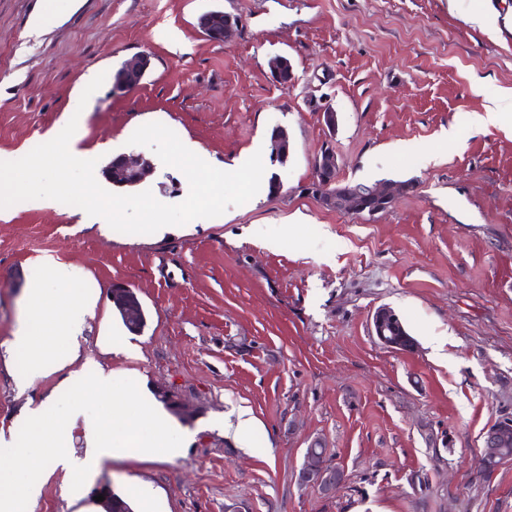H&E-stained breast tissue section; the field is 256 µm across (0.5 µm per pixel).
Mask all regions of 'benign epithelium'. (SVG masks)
<instances>
[{"label": "benign epithelium", "mask_w": 512, "mask_h": 512, "mask_svg": "<svg viewBox=\"0 0 512 512\" xmlns=\"http://www.w3.org/2000/svg\"><path fill=\"white\" fill-rule=\"evenodd\" d=\"M316 177L305 187V192L314 197L328 210L352 215L374 216L386 211L396 199L415 188L412 182L398 183L382 181L372 185L349 184L339 179V163L336 152L325 144L313 159ZM151 172V163L141 154H124L114 172L115 176L128 181L146 178ZM372 335L384 348L391 351H411L415 340L405 330L401 316L384 304L371 316ZM512 446V418H503L492 423L484 432L481 465L484 469L492 463L502 464L509 457L500 455L501 449ZM328 449L321 439L311 442L305 450L304 463L298 473L299 484L316 490L325 497L336 493L346 481L343 468L327 460Z\"/></svg>", "instance_id": "1"}]
</instances>
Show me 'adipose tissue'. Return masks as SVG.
Wrapping results in <instances>:
<instances>
[{
	"instance_id": "obj_1",
	"label": "adipose tissue",
	"mask_w": 512,
	"mask_h": 512,
	"mask_svg": "<svg viewBox=\"0 0 512 512\" xmlns=\"http://www.w3.org/2000/svg\"><path fill=\"white\" fill-rule=\"evenodd\" d=\"M85 316L82 304H73L70 314L63 319H39L37 325L22 323L14 336L16 347L28 350L29 367L15 381L18 391H26L41 376L44 361L50 347L61 337L73 335L81 326ZM128 395L134 396L141 410V417L153 427L150 437L139 441L136 451L144 457L171 459L181 452V440L173 423L160 411L155 401L142 394L138 383H131ZM44 407L25 409L21 417L29 432V444L19 454L20 466L16 471V482L12 487H0V512H24L35 504L51 475L55 472L79 473L82 479L90 475L106 459L122 456L127 451L125 443L112 435L108 421L97 416L83 415L84 455H76L71 448V425L59 421L52 435L53 449L42 455Z\"/></svg>"
}]
</instances>
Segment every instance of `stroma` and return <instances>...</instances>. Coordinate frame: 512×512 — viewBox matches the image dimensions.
<instances>
[{"label":"stroma","mask_w":512,"mask_h":512,"mask_svg":"<svg viewBox=\"0 0 512 512\" xmlns=\"http://www.w3.org/2000/svg\"><path fill=\"white\" fill-rule=\"evenodd\" d=\"M475 8L494 16L491 29L468 21ZM213 9L238 18L231 40L199 28ZM135 54L150 59L145 77L115 90ZM277 55L290 83L269 69ZM508 93L512 0H0V160L69 119L98 182L114 156L140 153L153 164L142 189L177 204L189 183L129 145L140 125L176 128L223 171L273 129L290 139L286 161L263 154L265 184L249 202L161 236L89 226L50 199L0 209V428L14 431L0 469L27 443L20 412L47 398L55 418L117 410L129 422L118 439L147 436L122 395L134 379L177 395L173 422L187 435L179 456L112 460L79 493L55 475L33 512H102L109 489L134 512H512V461L489 478L479 464L488 426L512 417V125L474 124ZM326 143L342 180L415 191L373 216L323 209L305 187ZM51 263L72 278L43 310L83 301L81 357L56 370L69 347L59 341L21 393L11 340ZM119 286L147 313L142 333L121 322ZM383 304L414 350L373 338ZM99 367L112 382L86 393L85 371ZM241 407L258 421L244 445L226 428ZM318 437L346 473L329 498L296 481Z\"/></svg>","instance_id":"obj_1"}]
</instances>
